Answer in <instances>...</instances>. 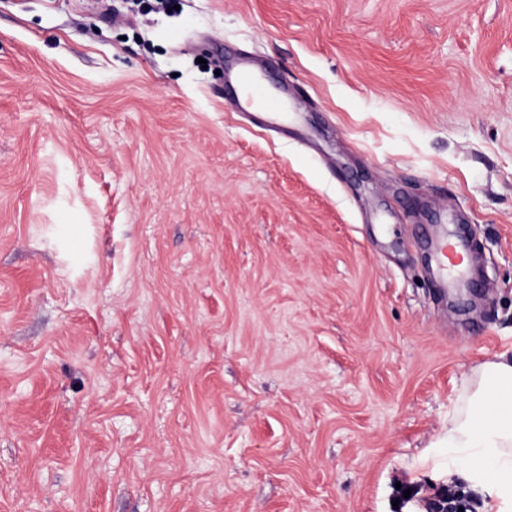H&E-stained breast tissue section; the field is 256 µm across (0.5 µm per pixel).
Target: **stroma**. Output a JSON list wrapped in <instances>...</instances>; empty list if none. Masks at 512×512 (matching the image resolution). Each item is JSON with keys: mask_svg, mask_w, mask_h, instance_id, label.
Returning <instances> with one entry per match:
<instances>
[{"mask_svg": "<svg viewBox=\"0 0 512 512\" xmlns=\"http://www.w3.org/2000/svg\"><path fill=\"white\" fill-rule=\"evenodd\" d=\"M503 353L512 0H0V512H386ZM229 79L237 87L245 89L244 95L251 105L259 107L261 111L271 112L274 115L282 112L281 101L278 98L267 96L256 75V70L252 66L245 65L236 69Z\"/></svg>", "mask_w": 512, "mask_h": 512, "instance_id": "stroma-1", "label": "stroma"}]
</instances>
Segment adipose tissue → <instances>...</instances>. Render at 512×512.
Returning a JSON list of instances; mask_svg holds the SVG:
<instances>
[{"label": "adipose tissue", "instance_id": "adipose-tissue-1", "mask_svg": "<svg viewBox=\"0 0 512 512\" xmlns=\"http://www.w3.org/2000/svg\"><path fill=\"white\" fill-rule=\"evenodd\" d=\"M445 483L464 474L483 512H512V358L501 354L472 368L448 424L415 461Z\"/></svg>", "mask_w": 512, "mask_h": 512}]
</instances>
